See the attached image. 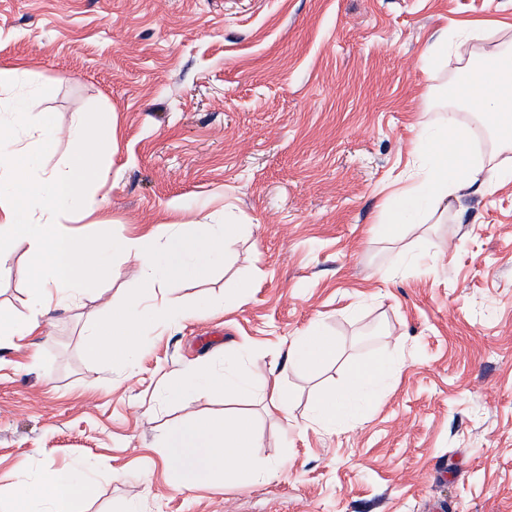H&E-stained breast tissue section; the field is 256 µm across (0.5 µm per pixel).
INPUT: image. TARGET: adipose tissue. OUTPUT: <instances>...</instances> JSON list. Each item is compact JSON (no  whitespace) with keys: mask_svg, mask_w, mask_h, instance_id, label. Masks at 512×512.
Masks as SVG:
<instances>
[{"mask_svg":"<svg viewBox=\"0 0 512 512\" xmlns=\"http://www.w3.org/2000/svg\"><path fill=\"white\" fill-rule=\"evenodd\" d=\"M500 50L483 52L478 60L461 68L456 81L459 104L484 113L487 122L503 139L512 138V75L500 70ZM480 94H473V87ZM39 107L37 97L13 104L18 125H30L31 138L23 140L0 129V267L12 258L15 242L29 246L32 271L28 314L19 321L0 318V344H16L42 333L51 312L71 310L81 299L112 276V257L133 259L145 280L160 292L149 304L131 296L114 306L111 319L90 325L87 346L95 356L132 365L147 332L191 318L194 308L169 296L182 280L208 278L224 261L226 252L245 231L241 224H211L205 221L176 222L165 230H151L139 237H114L104 207L89 208L88 193L112 178L110 166L102 164L88 143L90 128L113 139L112 121L106 113H77L65 133L49 121L31 122ZM417 145L429 159L419 182L399 193L390 221L396 233L413 229V213L447 212L448 200L469 183L495 190L498 167L473 164L468 155V137L456 122H449L442 137L428 134L419 124ZM64 136L68 154L62 164L37 166L32 144ZM93 218L97 246L60 224L61 215ZM336 358V343L320 325L309 326L291 343L284 364L309 373L320 371ZM397 369L394 361L378 358L354 366L342 387L327 392L316 403L310 423L333 431L353 418L361 404ZM199 389L237 395L258 392L268 409L282 419L292 414V401L279 376L266 371L258 357L240 352L223 368L204 365L183 372L164 388L169 398H181ZM258 436L253 420L242 413L225 415L212 423L185 421L164 429L157 438L164 469L180 486L207 488L224 482L261 483L282 467L279 459H257ZM97 489L96 464L79 458L70 464L48 468L42 476H22L9 484L10 512H77L79 503L91 499Z\"/></svg>","mask_w":512,"mask_h":512,"instance_id":"obj_1","label":"adipose tissue"}]
</instances>
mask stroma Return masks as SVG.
Instances as JSON below:
<instances>
[{
  "label": "stroma",
  "mask_w": 512,
  "mask_h": 512,
  "mask_svg": "<svg viewBox=\"0 0 512 512\" xmlns=\"http://www.w3.org/2000/svg\"><path fill=\"white\" fill-rule=\"evenodd\" d=\"M481 26L512 40V0H0V66L28 75L0 107L38 94L59 128L112 114L102 151L115 233L164 228L205 204L213 224H251L184 302L213 313L144 339L134 371L92 356L85 327L104 301L153 297L134 261L43 335L0 349V485L89 457L99 487L86 512H512V181L448 200L425 232L395 236L385 216L420 165L417 116L470 131V156L512 170L475 112L448 93ZM407 261L391 266L395 252ZM28 245L0 268V315L27 313ZM252 282L246 302L241 281ZM322 323L335 362L281 375L293 426L256 396L200 390L166 399L168 379L249 349L283 363L292 336ZM402 364L344 427H308L316 399L351 365ZM253 414L258 458H284L259 484L183 488L156 437L186 419Z\"/></svg>",
  "instance_id": "35a3bbf8"
}]
</instances>
